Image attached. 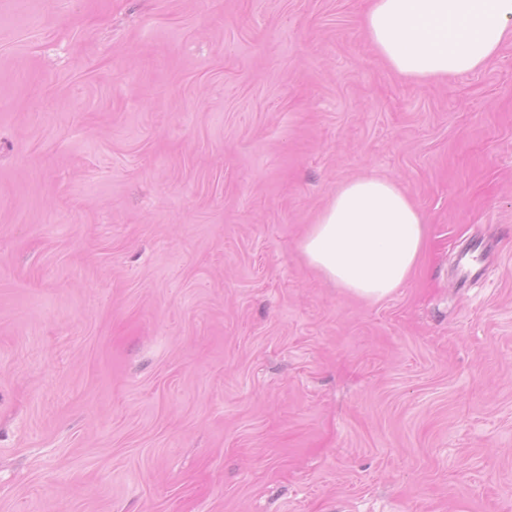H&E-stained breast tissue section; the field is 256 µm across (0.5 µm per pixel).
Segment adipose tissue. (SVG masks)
Wrapping results in <instances>:
<instances>
[{
	"instance_id": "adipose-tissue-1",
	"label": "adipose tissue",
	"mask_w": 512,
	"mask_h": 512,
	"mask_svg": "<svg viewBox=\"0 0 512 512\" xmlns=\"http://www.w3.org/2000/svg\"><path fill=\"white\" fill-rule=\"evenodd\" d=\"M364 32L387 66L416 82H446L483 68L512 43V0H368ZM429 228L392 180L341 183L299 242L306 264L370 303L405 286Z\"/></svg>"
}]
</instances>
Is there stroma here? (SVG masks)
Returning a JSON list of instances; mask_svg holds the SVG:
<instances>
[{
	"instance_id": "35a3bbf8",
	"label": "stroma",
	"mask_w": 512,
	"mask_h": 512,
	"mask_svg": "<svg viewBox=\"0 0 512 512\" xmlns=\"http://www.w3.org/2000/svg\"><path fill=\"white\" fill-rule=\"evenodd\" d=\"M365 8L0 0V512H512V45ZM363 175L430 231L376 304L298 250ZM364 32L387 66L416 82L483 68L512 43V0H367Z\"/></svg>"
}]
</instances>
